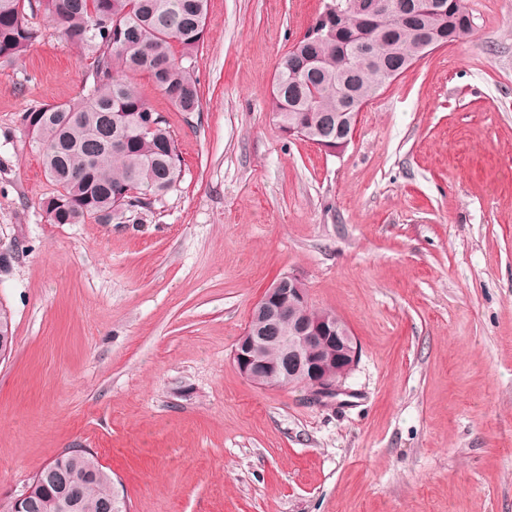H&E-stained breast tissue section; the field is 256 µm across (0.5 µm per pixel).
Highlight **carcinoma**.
Returning a JSON list of instances; mask_svg holds the SVG:
<instances>
[{"instance_id":"1","label":"carcinoma","mask_w":512,"mask_h":512,"mask_svg":"<svg viewBox=\"0 0 512 512\" xmlns=\"http://www.w3.org/2000/svg\"><path fill=\"white\" fill-rule=\"evenodd\" d=\"M208 0H0V65L44 39L38 17L91 60L82 93L18 115L54 186L42 207L52 224H110L151 211L177 189L182 159L165 117L145 99L134 75L147 76L181 112H197L199 83L183 61L202 47ZM404 0L399 14H355L349 0L341 31L299 38L277 67L270 110L280 126L310 143L327 118L348 123L387 84L409 69L428 37L448 46L473 30L468 0H448L443 17ZM365 45L370 63L347 71L338 40ZM78 512H103L108 481L83 479Z\"/></svg>"}]
</instances>
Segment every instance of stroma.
<instances>
[{"mask_svg":"<svg viewBox=\"0 0 512 512\" xmlns=\"http://www.w3.org/2000/svg\"><path fill=\"white\" fill-rule=\"evenodd\" d=\"M321 0H208L201 106L136 81L183 177L154 214L52 224L17 116L81 91L54 26L0 67V500L69 448L130 512H512V0L360 112L342 153L269 110ZM346 322L345 406L264 387L232 361L282 275Z\"/></svg>","mask_w":512,"mask_h":512,"instance_id":"1","label":"stroma"}]
</instances>
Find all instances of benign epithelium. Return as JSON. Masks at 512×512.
Returning a JSON list of instances; mask_svg holds the SVG:
<instances>
[{"label": "benign epithelium", "mask_w": 512, "mask_h": 512, "mask_svg": "<svg viewBox=\"0 0 512 512\" xmlns=\"http://www.w3.org/2000/svg\"><path fill=\"white\" fill-rule=\"evenodd\" d=\"M359 13H380L400 9L398 0H354ZM311 305L308 290L293 274L282 276L253 306L248 324L232 353L233 363L245 379L268 387H286L293 383L307 389L314 402H335L349 393L344 387L355 368L359 349L345 322L338 316L321 312L315 318L295 322L288 346L279 358L269 356L268 333L276 325L294 317ZM81 481L62 456L48 463L31 477L25 490L0 505L4 512H32L35 492L56 488L59 497L72 509L74 493Z\"/></svg>", "instance_id": "1"}]
</instances>
